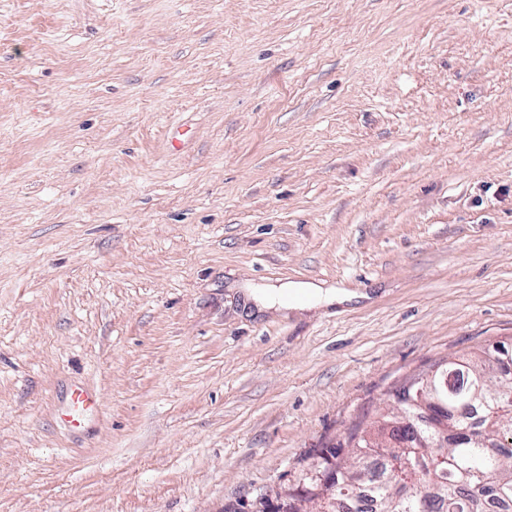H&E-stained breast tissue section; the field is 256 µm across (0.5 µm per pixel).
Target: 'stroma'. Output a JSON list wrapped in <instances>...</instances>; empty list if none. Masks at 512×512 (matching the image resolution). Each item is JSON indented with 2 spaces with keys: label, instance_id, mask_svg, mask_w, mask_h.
I'll return each instance as SVG.
<instances>
[{
  "label": "stroma",
  "instance_id": "stroma-1",
  "mask_svg": "<svg viewBox=\"0 0 512 512\" xmlns=\"http://www.w3.org/2000/svg\"><path fill=\"white\" fill-rule=\"evenodd\" d=\"M500 346L512 0H0V512H286ZM248 297L260 310L272 308L288 310L289 307L297 308L302 303L303 300H293L298 297H305L320 304H332L350 301L357 298L358 294L344 288L324 287L320 284L281 282L262 288H252L248 291Z\"/></svg>",
  "mask_w": 512,
  "mask_h": 512
}]
</instances>
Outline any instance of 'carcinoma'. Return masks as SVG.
Masks as SVG:
<instances>
[{
	"mask_svg": "<svg viewBox=\"0 0 512 512\" xmlns=\"http://www.w3.org/2000/svg\"><path fill=\"white\" fill-rule=\"evenodd\" d=\"M448 365L434 364L406 378L387 392L389 409L371 423L349 429L348 452L333 448L323 454L324 480L310 481L299 497H291L289 512H319L320 483L336 486L342 500L339 512H363L360 504L370 500L379 512H512V415L494 383V375L507 368L498 358L483 353L453 365L454 377L447 384L432 387ZM424 388L425 397L437 402L448 418V443L421 449L420 461L409 455L417 476L408 490L390 473L372 470L377 455L387 459L396 449L369 439L370 431L382 423L394 425L400 438H412L419 427L417 409L405 404L409 388Z\"/></svg>",
	"mask_w": 512,
	"mask_h": 512,
	"instance_id": "obj_1",
	"label": "carcinoma"
}]
</instances>
